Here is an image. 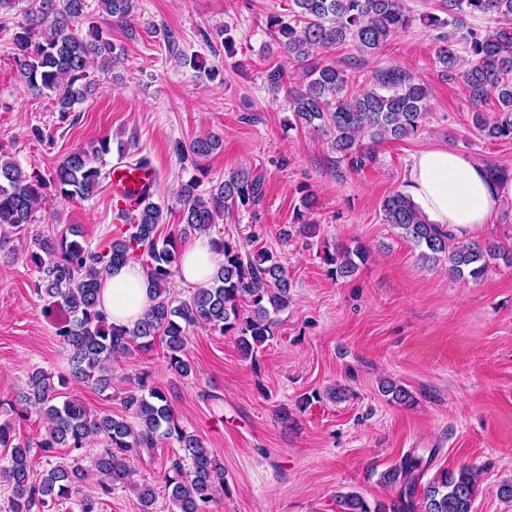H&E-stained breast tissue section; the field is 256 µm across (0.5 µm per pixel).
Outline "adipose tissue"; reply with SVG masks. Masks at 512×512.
Returning <instances> with one entry per match:
<instances>
[{
    "instance_id": "ef3b65f1",
    "label": "adipose tissue",
    "mask_w": 512,
    "mask_h": 512,
    "mask_svg": "<svg viewBox=\"0 0 512 512\" xmlns=\"http://www.w3.org/2000/svg\"><path fill=\"white\" fill-rule=\"evenodd\" d=\"M406 192L429 222L463 235L488 223L499 208L512 202V179L491 177L488 169L463 153L432 149L414 156ZM223 261V253L214 248L210 237L199 236L183 252L179 278L193 286L205 285ZM100 300L113 323L134 325L150 303L141 265L128 262L105 273Z\"/></svg>"
}]
</instances>
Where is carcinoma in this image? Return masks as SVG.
Here are the masks:
<instances>
[{
	"instance_id": "carcinoma-1",
	"label": "carcinoma",
	"mask_w": 512,
	"mask_h": 512,
	"mask_svg": "<svg viewBox=\"0 0 512 512\" xmlns=\"http://www.w3.org/2000/svg\"><path fill=\"white\" fill-rule=\"evenodd\" d=\"M112 25L134 29L137 0H98ZM288 16L271 14L267 26L276 32L274 45L286 62L303 69L305 84L289 90V108L295 125L332 134L333 148L343 154L350 167L359 170L374 161L375 154L361 144L404 140L416 135L426 122L427 88L400 69L381 71L374 85L363 90L350 87L347 70L334 61L317 58V51L351 44L373 56L412 18L406 0H292ZM87 0H35L23 10L19 31L13 37L14 60L28 90L52 94L61 114L92 96L89 80L92 60L108 69L120 55L117 45L96 23L80 33L87 16ZM444 16L429 14L425 24L451 26L464 41L467 60L448 45L436 50V63L450 79L463 82L472 101V124L488 139L512 140V0H440ZM496 15L502 24L494 29L474 28L467 18ZM285 65L267 71L270 89L285 83ZM492 100L497 112L486 118L483 103ZM221 146L216 136L197 138L175 145L180 159L203 158ZM111 152L105 138L89 149H75L63 157L45 180L27 175L0 150V253L7 258L10 235L22 236L36 222L35 214L45 205L44 189L54 185L57 194L72 200L93 197L102 181L112 175L104 170V156ZM196 177L180 185L179 223L176 231L160 239L158 225L164 223V206L144 191L127 213L128 235L111 242L109 250L93 249L81 240L76 227L58 236L36 234L30 239L28 258L38 273L36 291L45 309L63 306L65 315L55 321V336L69 353L68 374L57 377L36 368L27 375L24 387L9 400L0 401V447L9 450L7 464L0 466V483L10 489L9 512L51 509L71 499L89 473L99 476L103 494L112 488H130L136 496L135 512H152L154 489L135 480L133 456L150 451L163 440H173L183 455L174 459L165 473V491L176 512H208L217 493L224 489V465L195 434L180 426L165 388L147 373L135 378L122 399L124 415L94 413L76 399L58 401L57 386L74 380L112 398V360L132 349L149 351L155 339L167 348L168 367L187 376L192 366L187 359V335L194 326L210 327L222 334L237 335L241 354L250 358L270 336L272 315L290 303L291 284L285 267L268 250L242 254L241 247L222 238L214 243L224 254V263L211 280L194 288L186 300L175 298L172 279L181 263V246L187 238L211 232L224 216L243 207L259 205L264 188L261 178L245 171L200 190ZM315 204L310 194L302 198L296 214L299 234L312 237L317 225L306 220V210ZM385 223L399 230L400 237L418 250L422 264H447L448 275L477 281L495 260L512 265V247L488 240L483 244L463 241L442 224L428 222L411 197L396 191L382 204ZM139 250L152 287L151 304L132 328L116 326L100 301L104 272L125 263ZM370 250L358 243L325 255L330 272L350 277L369 258ZM398 404L410 402V394L392 381L381 386ZM33 410L43 419V432L36 441L16 436L11 413ZM45 452L68 448L77 453L69 461L50 464L34 477L30 464L32 448ZM422 459L409 455L384 474L387 485L402 483L416 487V472ZM477 490V473L469 466L455 471L442 469L422 487L419 512H471ZM340 512H401L404 505L382 504L370 508L357 493L339 496Z\"/></svg>"
}]
</instances>
